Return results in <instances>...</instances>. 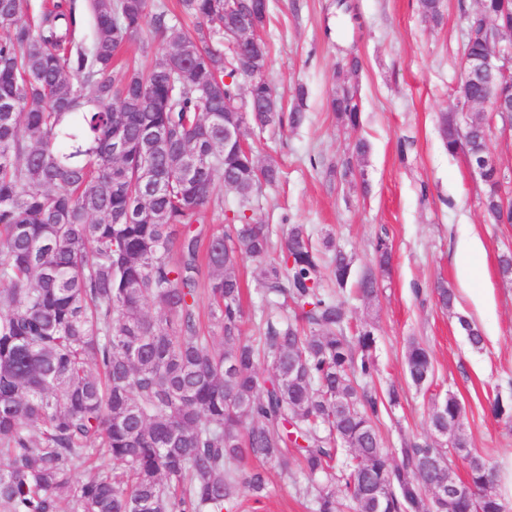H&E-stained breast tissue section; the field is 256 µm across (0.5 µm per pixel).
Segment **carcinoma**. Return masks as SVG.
I'll return each mask as SVG.
<instances>
[{
  "mask_svg": "<svg viewBox=\"0 0 512 512\" xmlns=\"http://www.w3.org/2000/svg\"><path fill=\"white\" fill-rule=\"evenodd\" d=\"M441 2L418 0L436 23ZM181 5L198 21L191 31L163 10L148 15L147 0H86V46L74 0H54L36 25L27 0H0V512H224L242 489L268 496L264 471L246 459L285 464L290 454L314 512H506L453 393L433 403L431 435L394 456L383 448L380 417L398 393L385 401L362 386L376 371V340L368 324L347 335L351 259L331 236L313 242L305 224L283 225L277 248L255 218L282 171L224 141V126L240 121L224 111L240 95L224 61L239 55L230 32L240 14L253 11L264 28L267 0ZM148 20L165 53L145 72L116 66ZM246 55L264 66L266 42ZM248 98L256 125L305 118L301 87L289 111L262 79ZM329 107L360 125L357 91L333 90ZM119 127L126 148L116 156ZM438 130L450 155L487 150L455 112L440 113ZM221 187L236 207L204 244L192 225L223 206ZM484 208L512 223L495 194ZM245 258L263 264L272 304L253 340L242 336ZM356 292L377 297L372 270ZM459 324L482 349L479 328ZM405 370L415 387L431 383L427 349L410 343ZM453 455L471 497L435 491ZM105 458L112 466L91 465Z\"/></svg>",
  "mask_w": 512,
  "mask_h": 512,
  "instance_id": "1",
  "label": "carcinoma"
}]
</instances>
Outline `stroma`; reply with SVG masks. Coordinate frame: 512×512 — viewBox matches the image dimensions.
I'll list each match as a JSON object with an SVG mask.
<instances>
[{"label":"stroma","instance_id":"stroma-1","mask_svg":"<svg viewBox=\"0 0 512 512\" xmlns=\"http://www.w3.org/2000/svg\"><path fill=\"white\" fill-rule=\"evenodd\" d=\"M270 21L261 30L270 56L266 78L285 107L304 88L306 118L296 128L246 132L259 162L276 161L282 183L266 189L258 218L272 228L306 224L314 239L329 234L353 258L352 275L374 264V245L385 238L392 249L388 274L376 299L348 303L352 326L369 323L376 337L378 365L369 388L400 394L380 418L387 451L402 438L429 435L436 400L454 393L465 414L463 429L473 448L494 464L499 492L512 512V416L496 415L494 401L512 406V279L500 259L512 254V224H498L484 212L486 185L471 173L464 154L448 155L438 132L440 113L456 105L462 78L468 17L478 0H443V19L427 21L418 0H268ZM165 44L152 25L117 53V63L148 70ZM361 62L359 127L342 125L328 107L334 74L351 58ZM488 150L503 190L512 189V131L490 114ZM369 145L357 157L358 140ZM478 237L484 247L469 282L488 302L475 313L470 301L452 309L439 305L434 289L445 283L460 290L454 263L458 243ZM245 332L257 335L259 310L266 304L261 268L252 260L240 267ZM475 322L484 337L473 349L459 325ZM427 346L434 367L430 387L417 389L405 373L410 338ZM270 493L254 501L240 492L232 512H313L299 496L305 476L296 460L265 465Z\"/></svg>","mask_w":512,"mask_h":512}]
</instances>
